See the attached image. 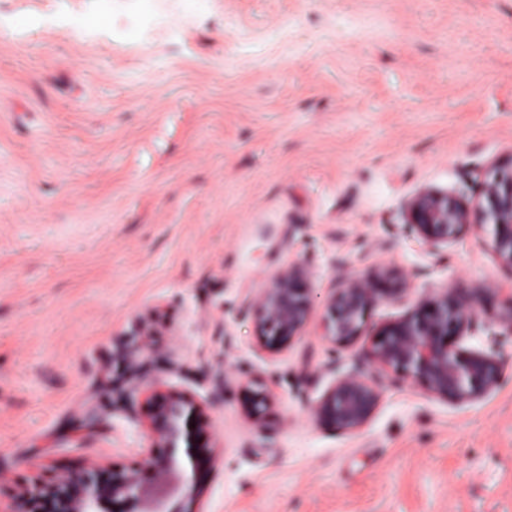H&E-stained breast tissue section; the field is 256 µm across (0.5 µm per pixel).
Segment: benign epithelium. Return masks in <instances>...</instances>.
Returning a JSON list of instances; mask_svg holds the SVG:
<instances>
[{
    "mask_svg": "<svg viewBox=\"0 0 512 512\" xmlns=\"http://www.w3.org/2000/svg\"><path fill=\"white\" fill-rule=\"evenodd\" d=\"M494 173L478 184L469 201L454 193L421 189L404 203V231L422 240L434 254L448 249L464 232L491 230L490 248L498 264L512 272V169L492 165ZM397 282L398 287L388 284ZM310 272L299 261L277 272L253 297L259 344L271 353L287 349L310 318ZM407 284L395 270L383 269L374 277L345 278L328 305L327 337L339 347L363 336L368 312L381 302H396L407 294ZM477 297L465 288H444L411 313L384 325L364 349L366 361L381 369L408 376L436 399L454 404L479 400L499 389L504 380L497 348L512 335V316L506 333L487 337L486 347L467 346L477 331ZM380 387L359 371L335 377L313 405L315 419L347 434L363 430L377 412ZM272 396L262 385L245 389L244 411L257 422ZM146 427L154 447L148 466L152 482L144 484L136 472H112L101 481L102 463L93 460L79 471L50 483L37 481L23 492L41 494L52 512H195L201 496L184 477L176 449H190L193 468L215 458L204 405L191 393L156 383L148 389ZM195 427H190V424Z\"/></svg>",
    "mask_w": 512,
    "mask_h": 512,
    "instance_id": "1",
    "label": "benign epithelium"
}]
</instances>
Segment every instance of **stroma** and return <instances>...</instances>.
<instances>
[{"instance_id": "obj_1", "label": "stroma", "mask_w": 512, "mask_h": 512, "mask_svg": "<svg viewBox=\"0 0 512 512\" xmlns=\"http://www.w3.org/2000/svg\"><path fill=\"white\" fill-rule=\"evenodd\" d=\"M496 161L512 0H0V503L94 459L146 473L160 381L205 405L200 512H512L511 340L482 400L378 371L361 432L312 415L439 288L476 289L469 347L500 332L512 273L488 236L437 256L401 231L419 189L470 199ZM302 259L311 317L273 355L252 298ZM387 265L405 298L328 342L340 281ZM272 396L262 385H249L245 389L244 411L248 418L258 422L271 402Z\"/></svg>"}]
</instances>
